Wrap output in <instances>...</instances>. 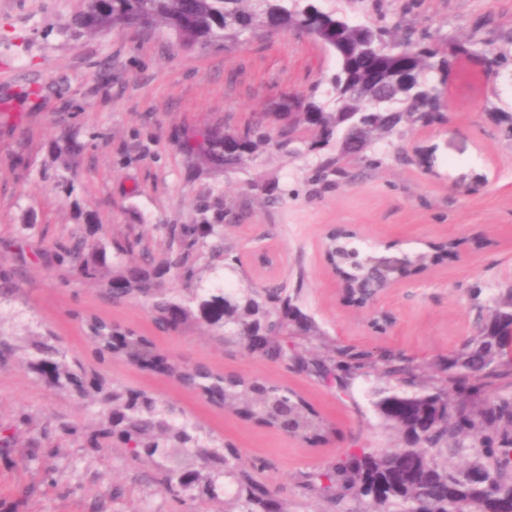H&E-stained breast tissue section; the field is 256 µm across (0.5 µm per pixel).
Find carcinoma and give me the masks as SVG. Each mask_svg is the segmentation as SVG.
<instances>
[{
	"label": "carcinoma",
	"mask_w": 512,
	"mask_h": 512,
	"mask_svg": "<svg viewBox=\"0 0 512 512\" xmlns=\"http://www.w3.org/2000/svg\"><path fill=\"white\" fill-rule=\"evenodd\" d=\"M146 26H164L178 43L191 48L222 41L224 47L246 34L296 29L319 40L328 31L336 41L326 44L338 68L330 79L332 105L316 100L315 92L294 96L293 111L274 112L280 122L279 147L299 144L318 153L331 145L336 155L323 159L314 180L346 175L342 162L361 159L376 135L400 134V127L428 126L442 117L439 86L448 78V56L479 53L486 70L496 73L512 62L506 54L475 50L472 42L451 49L428 27L416 28L397 21L391 25L352 22L341 9L325 10L315 0H85L71 23L77 36L115 27L130 29L142 9ZM264 119L237 132L218 128L200 132L184 142L190 157L233 170L262 153L269 144ZM56 160L68 166L76 155L75 144L64 141L53 148ZM220 224H184L170 228L183 248L157 262L148 257L129 259L112 269L107 294L114 301L111 284L121 282L123 296L143 302L161 331L176 330L191 322L205 324L221 338L245 350L286 363L291 359L288 329H317L288 292L287 284L264 288H187L199 307L186 310L179 292L161 287L171 269H185L187 282L192 249L199 240L218 237ZM62 260L85 279H99L106 268V251L84 236L57 245ZM454 247L428 245V250L407 259L406 276L453 258ZM367 251L358 238L335 242L331 261L336 273L351 289L369 280ZM261 321L270 333L261 344L248 337ZM512 322V291L498 301L487 316H479L474 333L455 355L452 366L474 380L512 376V358L496 342L497 330ZM89 339L100 355L124 359L152 370H163L180 384L199 391L210 401L229 407L246 419L280 429L282 418L269 407L277 404L294 413L302 424V440L315 443L330 425L296 392L258 379L219 375L203 366H190L160 354L146 336L112 327L98 318L87 321ZM33 369L57 385L80 394L92 390L108 411L112 434L132 458L169 471L165 490L179 498L189 496L203 482L209 496L226 495L225 479L236 491L224 512H285L269 489L255 478L252 468L222 441L178 414L164 400L118 385L107 387L90 381L78 366L52 358L54 347L46 336L29 341ZM379 412L402 437V447L351 454L331 467L308 476L331 504L343 512H456L459 503L450 491L478 498L482 512H496L512 500V394L499 395L477 406L470 396L435 388L406 395L389 391L376 403ZM449 452L446 458L442 451ZM483 470L489 483L475 485L469 473Z\"/></svg>",
	"instance_id": "obj_1"
}]
</instances>
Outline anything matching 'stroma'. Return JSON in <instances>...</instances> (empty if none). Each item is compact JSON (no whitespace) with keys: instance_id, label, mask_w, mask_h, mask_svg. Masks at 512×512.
I'll return each mask as SVG.
<instances>
[{"instance_id":"stroma-1","label":"stroma","mask_w":512,"mask_h":512,"mask_svg":"<svg viewBox=\"0 0 512 512\" xmlns=\"http://www.w3.org/2000/svg\"><path fill=\"white\" fill-rule=\"evenodd\" d=\"M82 0H0V269L15 287L0 299V332L14 350L0 361V512H219L203 487L178 500L164 472L133 460L106 432L96 394L48 384L30 367L28 342L52 337L64 361L91 375L157 396L235 448L286 512H329L304 491L306 475L336 458L399 445L376 407L383 392L412 395L446 387L478 313L512 291V138L497 118L512 114V70L487 74L480 55L453 59L443 89L444 119L374 142L377 163L350 160L339 184L312 180L318 155L270 145L232 171L194 165L183 142L197 131L243 128L284 93L316 90L326 100L337 61L319 41L291 30L245 36L191 50L162 26L114 28L73 37ZM346 0L359 22L405 16L452 45L472 41L512 54V0ZM81 147L64 170L52 149L62 135ZM72 191L58 188L60 179ZM102 225L94 240L119 260L134 241L154 257L174 224L224 227V258L259 286L287 283L319 334L288 343L334 369L326 383L284 364L224 344L207 326L158 330L146 306L114 301L105 281L86 280L56 257L58 243ZM359 228L366 245L389 241L411 255L457 238L458 260L404 280L381 300L395 324L378 332L370 311L347 306L324 259L329 231ZM100 317L150 337L170 359L292 389L331 422L312 447L215 405L168 376L100 357L84 321ZM392 355L412 366L400 381L381 375Z\"/></svg>"}]
</instances>
